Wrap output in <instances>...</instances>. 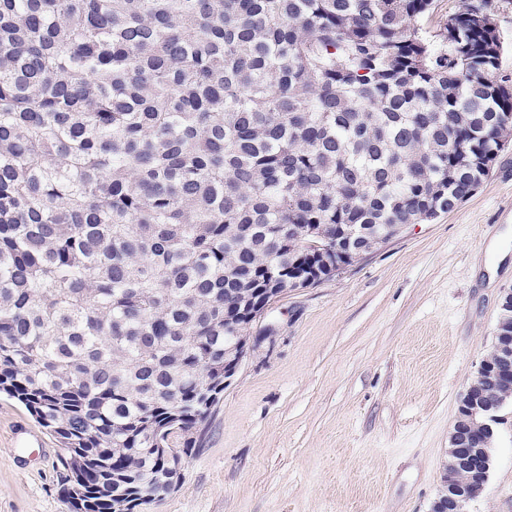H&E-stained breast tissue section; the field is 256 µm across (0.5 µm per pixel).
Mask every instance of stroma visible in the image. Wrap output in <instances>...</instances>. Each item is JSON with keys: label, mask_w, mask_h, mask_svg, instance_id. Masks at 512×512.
Wrapping results in <instances>:
<instances>
[{"label": "stroma", "mask_w": 512, "mask_h": 512, "mask_svg": "<svg viewBox=\"0 0 512 512\" xmlns=\"http://www.w3.org/2000/svg\"><path fill=\"white\" fill-rule=\"evenodd\" d=\"M512 86V0H491ZM512 288V146L454 210L367 259L284 292L246 330L258 342L201 448L137 512H430L458 402ZM67 451L0 396V512H71ZM468 512H512V406Z\"/></svg>", "instance_id": "1"}]
</instances>
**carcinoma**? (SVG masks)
Here are the masks:
<instances>
[{"label":"carcinoma","mask_w":512,"mask_h":512,"mask_svg":"<svg viewBox=\"0 0 512 512\" xmlns=\"http://www.w3.org/2000/svg\"><path fill=\"white\" fill-rule=\"evenodd\" d=\"M432 0H0V393L73 512L202 446L224 346L348 224H425L512 143L502 45ZM470 1L475 0H434L431 12L420 18L418 25L427 35H434L448 19V13L461 10Z\"/></svg>","instance_id":"1"}]
</instances>
